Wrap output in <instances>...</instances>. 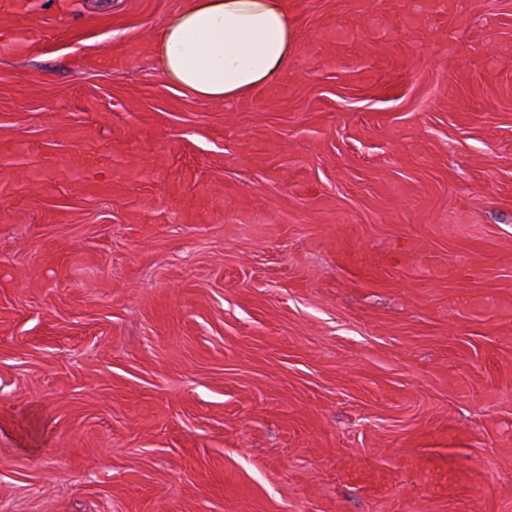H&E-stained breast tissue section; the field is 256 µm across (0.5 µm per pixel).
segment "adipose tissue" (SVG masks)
I'll use <instances>...</instances> for the list:
<instances>
[{
  "mask_svg": "<svg viewBox=\"0 0 512 512\" xmlns=\"http://www.w3.org/2000/svg\"><path fill=\"white\" fill-rule=\"evenodd\" d=\"M297 9L296 0H186L152 34L150 50L183 95L248 100L287 73Z\"/></svg>",
  "mask_w": 512,
  "mask_h": 512,
  "instance_id": "adipose-tissue-1",
  "label": "adipose tissue"
}]
</instances>
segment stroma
I'll return each mask as SVG.
<instances>
[{
    "label": "stroma",
    "mask_w": 512,
    "mask_h": 512,
    "mask_svg": "<svg viewBox=\"0 0 512 512\" xmlns=\"http://www.w3.org/2000/svg\"><path fill=\"white\" fill-rule=\"evenodd\" d=\"M185 0H0V512H512V0H299L183 96ZM296 0H186L149 40L168 79L192 99L244 101L297 53Z\"/></svg>",
    "instance_id": "1"
}]
</instances>
